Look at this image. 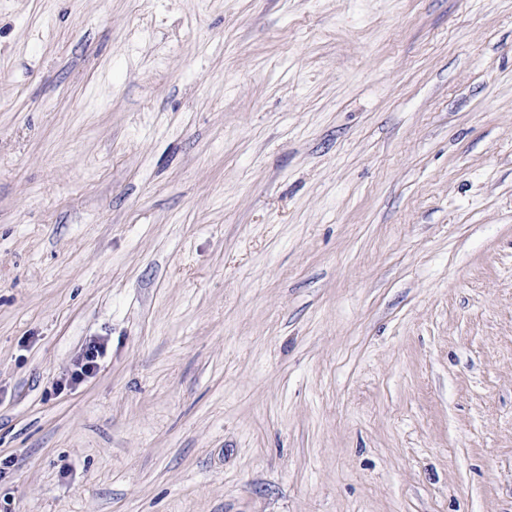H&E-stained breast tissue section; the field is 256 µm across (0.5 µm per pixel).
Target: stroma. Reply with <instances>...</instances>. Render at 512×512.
I'll use <instances>...</instances> for the list:
<instances>
[{
	"mask_svg": "<svg viewBox=\"0 0 512 512\" xmlns=\"http://www.w3.org/2000/svg\"><path fill=\"white\" fill-rule=\"evenodd\" d=\"M0 512H512V0H0ZM106 352L107 344L104 340L100 338L89 340L74 359L70 370L53 384L54 390L56 392L73 390L88 381L98 371Z\"/></svg>",
	"mask_w": 512,
	"mask_h": 512,
	"instance_id": "obj_1",
	"label": "stroma"
}]
</instances>
